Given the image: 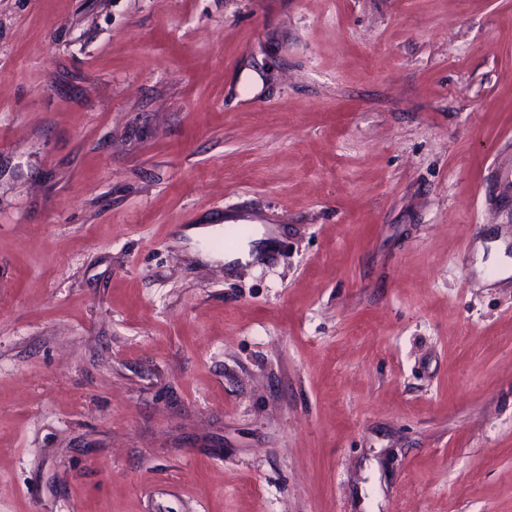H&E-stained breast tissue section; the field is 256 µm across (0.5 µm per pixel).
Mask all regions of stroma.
Wrapping results in <instances>:
<instances>
[{"label": "stroma", "instance_id": "stroma-1", "mask_svg": "<svg viewBox=\"0 0 512 512\" xmlns=\"http://www.w3.org/2000/svg\"><path fill=\"white\" fill-rule=\"evenodd\" d=\"M495 240L512 0H0V512H512Z\"/></svg>", "mask_w": 512, "mask_h": 512}]
</instances>
